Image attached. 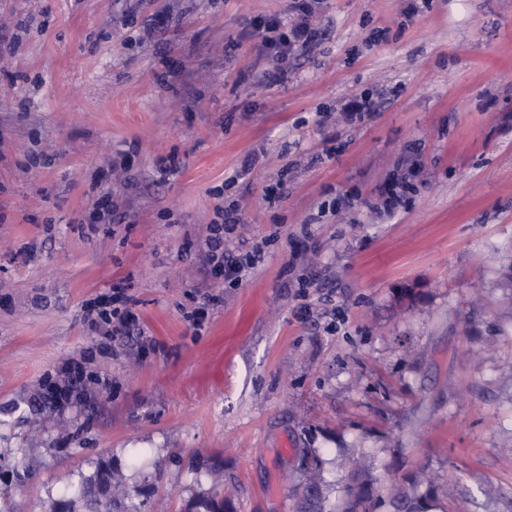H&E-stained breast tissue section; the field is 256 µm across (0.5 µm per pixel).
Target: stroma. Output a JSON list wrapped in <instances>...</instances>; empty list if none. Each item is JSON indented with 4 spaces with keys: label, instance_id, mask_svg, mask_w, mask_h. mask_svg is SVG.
Masks as SVG:
<instances>
[{
    "label": "stroma",
    "instance_id": "obj_1",
    "mask_svg": "<svg viewBox=\"0 0 512 512\" xmlns=\"http://www.w3.org/2000/svg\"><path fill=\"white\" fill-rule=\"evenodd\" d=\"M257 16L294 20L287 0H0V489L45 512L141 448L152 467L117 487L141 512L215 487L296 512L316 456L336 512L360 453L378 512L420 472L450 485L433 512H512V0H321L274 85ZM104 198L128 223L90 224ZM227 199L229 249L264 250L235 286L200 252ZM116 284L152 348L99 350L85 307ZM72 361L92 381L59 410L41 384ZM343 112L346 120L354 124L371 117L374 112V106L369 99L360 97L346 103L343 107ZM420 165L421 163L416 158L409 159L405 167H399L401 174L387 182L382 196L384 197V205L388 210H395L405 202L406 192L411 188L410 178L417 174Z\"/></svg>",
    "mask_w": 512,
    "mask_h": 512
}]
</instances>
